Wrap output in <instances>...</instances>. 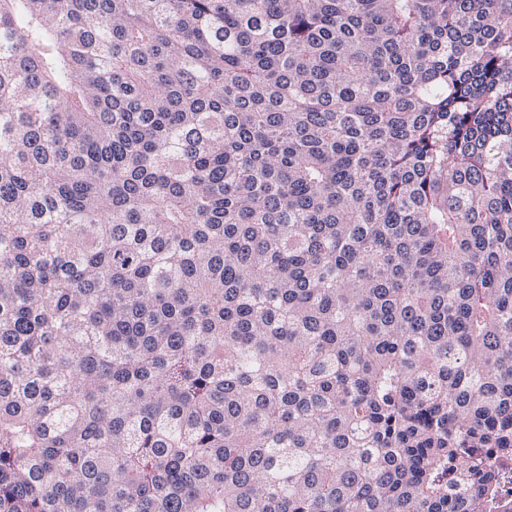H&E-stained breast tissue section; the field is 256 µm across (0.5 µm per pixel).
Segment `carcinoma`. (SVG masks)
<instances>
[{"label": "carcinoma", "mask_w": 512, "mask_h": 512, "mask_svg": "<svg viewBox=\"0 0 512 512\" xmlns=\"http://www.w3.org/2000/svg\"><path fill=\"white\" fill-rule=\"evenodd\" d=\"M512 0H0V512H512Z\"/></svg>", "instance_id": "carcinoma-1"}]
</instances>
